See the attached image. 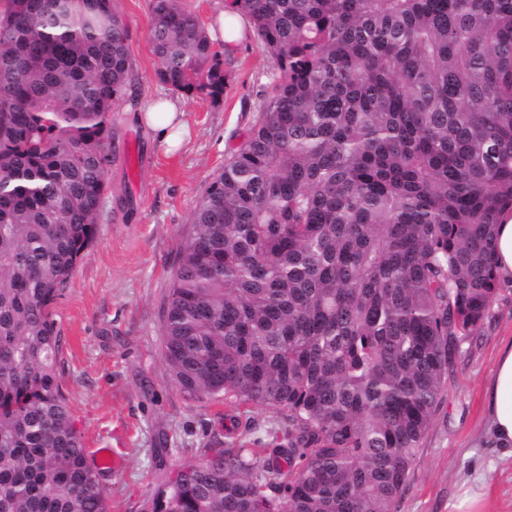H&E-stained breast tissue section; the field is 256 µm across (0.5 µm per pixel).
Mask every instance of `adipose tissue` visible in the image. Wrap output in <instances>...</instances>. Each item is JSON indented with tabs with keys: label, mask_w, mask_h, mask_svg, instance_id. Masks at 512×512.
<instances>
[{
	"label": "adipose tissue",
	"mask_w": 512,
	"mask_h": 512,
	"mask_svg": "<svg viewBox=\"0 0 512 512\" xmlns=\"http://www.w3.org/2000/svg\"><path fill=\"white\" fill-rule=\"evenodd\" d=\"M143 121L166 151H173L182 143L186 128L177 102L168 100L149 109ZM486 413L493 443L512 451V344L502 349L496 363L486 393Z\"/></svg>",
	"instance_id": "adipose-tissue-1"
}]
</instances>
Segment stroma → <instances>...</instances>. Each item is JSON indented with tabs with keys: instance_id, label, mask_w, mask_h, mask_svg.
<instances>
[{
	"instance_id": "obj_1",
	"label": "stroma",
	"mask_w": 512,
	"mask_h": 512,
	"mask_svg": "<svg viewBox=\"0 0 512 512\" xmlns=\"http://www.w3.org/2000/svg\"><path fill=\"white\" fill-rule=\"evenodd\" d=\"M116 6L129 25L139 98L116 106L109 119L111 195L95 241L56 303L63 336L57 374L86 450L111 448L120 457L118 474H100L109 512H148L155 488L181 463L234 439L232 419L251 421L261 438L280 429L275 410L253 407L230 419L223 403L187 397L172 381L161 336L171 277L193 233L191 212L256 124L271 61L243 31L224 57L222 99L176 93L156 79L150 0ZM173 98L191 136L169 153L139 114ZM509 341L512 286H505L448 371L396 512H448L449 501L470 487L482 493L484 512H512V457L494 447L485 409V387Z\"/></svg>"
}]
</instances>
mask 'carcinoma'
<instances>
[{
    "label": "carcinoma",
    "mask_w": 512,
    "mask_h": 512,
    "mask_svg": "<svg viewBox=\"0 0 512 512\" xmlns=\"http://www.w3.org/2000/svg\"><path fill=\"white\" fill-rule=\"evenodd\" d=\"M270 56L259 121L196 203L161 329L192 399L287 443L181 464L151 512H394L512 212V0H227ZM156 77L224 94L184 0ZM114 0L0 7V512H108L57 376L55 301L94 241L107 121L137 98Z\"/></svg>",
    "instance_id": "1"
}]
</instances>
